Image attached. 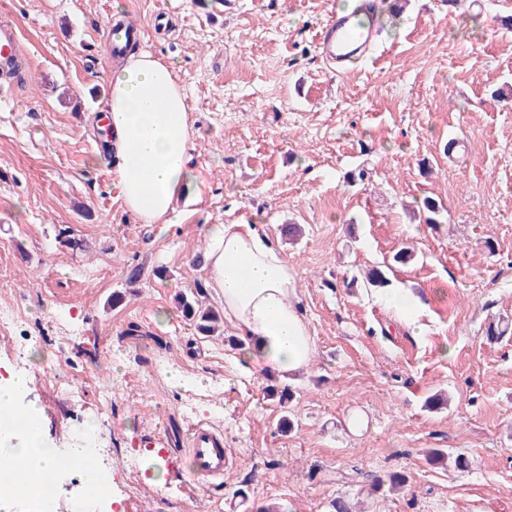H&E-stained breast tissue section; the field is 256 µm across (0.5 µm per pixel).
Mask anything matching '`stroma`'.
I'll use <instances>...</instances> for the list:
<instances>
[{
  "label": "stroma",
  "mask_w": 512,
  "mask_h": 512,
  "mask_svg": "<svg viewBox=\"0 0 512 512\" xmlns=\"http://www.w3.org/2000/svg\"><path fill=\"white\" fill-rule=\"evenodd\" d=\"M353 4L122 0L184 90L198 174L172 223L142 224L95 120L113 0H0L26 61L0 98V371L29 376L18 407L59 453L95 426L121 512H512V331L487 335L512 321V98H493L512 86V0H398L373 60L309 65ZM225 223L261 225L293 270L315 353L288 404L234 327L202 335L176 304ZM381 265L415 322L364 287ZM197 423L224 434L222 487L186 476Z\"/></svg>",
  "instance_id": "35a3bbf8"
}]
</instances>
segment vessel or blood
Segmentation results:
<instances>
[{
  "mask_svg": "<svg viewBox=\"0 0 512 512\" xmlns=\"http://www.w3.org/2000/svg\"><path fill=\"white\" fill-rule=\"evenodd\" d=\"M379 10V0H359L351 13H333L323 21L318 33V44L325 59L335 64L337 71H344L355 60L369 56L380 35L374 22ZM142 28L123 19L112 26V52L123 50L130 39H139ZM19 52L15 25L0 22V67L6 66ZM188 453L192 458V479L220 480L226 464L224 436L210 425L199 424L192 428L188 440Z\"/></svg>",
  "mask_w": 512,
  "mask_h": 512,
  "instance_id": "b4317fda",
  "label": "vessel or blood"
}]
</instances>
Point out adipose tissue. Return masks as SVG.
Wrapping results in <instances>:
<instances>
[{
    "mask_svg": "<svg viewBox=\"0 0 512 512\" xmlns=\"http://www.w3.org/2000/svg\"><path fill=\"white\" fill-rule=\"evenodd\" d=\"M107 151L124 204L141 223L168 224L176 202L196 177L185 95L172 68L148 53L129 54L113 67L105 102ZM206 270L224 318L243 336L249 366L287 376L305 369L315 351L299 308L294 275L281 250L253 224H212ZM28 432L0 430V459L31 482L55 471L60 454L44 435L36 411Z\"/></svg>",
    "mask_w": 512,
    "mask_h": 512,
    "instance_id": "adipose-tissue-1",
    "label": "adipose tissue"
}]
</instances>
